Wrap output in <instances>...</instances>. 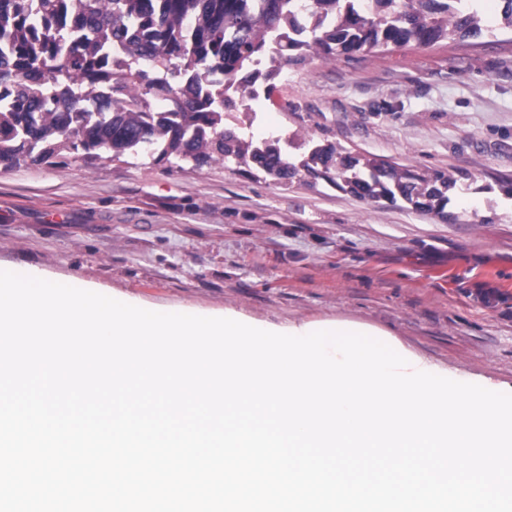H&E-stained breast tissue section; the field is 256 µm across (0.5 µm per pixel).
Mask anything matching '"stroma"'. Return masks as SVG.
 Listing matches in <instances>:
<instances>
[{
    "instance_id": "obj_1",
    "label": "stroma",
    "mask_w": 512,
    "mask_h": 512,
    "mask_svg": "<svg viewBox=\"0 0 512 512\" xmlns=\"http://www.w3.org/2000/svg\"><path fill=\"white\" fill-rule=\"evenodd\" d=\"M251 134L459 174L447 218L173 158L0 165V267L284 327L348 319L512 386V30L283 68Z\"/></svg>"
}]
</instances>
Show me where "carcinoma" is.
Here are the masks:
<instances>
[{"label": "carcinoma", "instance_id": "obj_1", "mask_svg": "<svg viewBox=\"0 0 512 512\" xmlns=\"http://www.w3.org/2000/svg\"><path fill=\"white\" fill-rule=\"evenodd\" d=\"M481 0H0V164L64 153L231 162L324 179L369 204L448 218L457 179L308 143L245 137L229 110L283 67L491 33ZM120 45L129 63L112 67Z\"/></svg>", "mask_w": 512, "mask_h": 512}]
</instances>
